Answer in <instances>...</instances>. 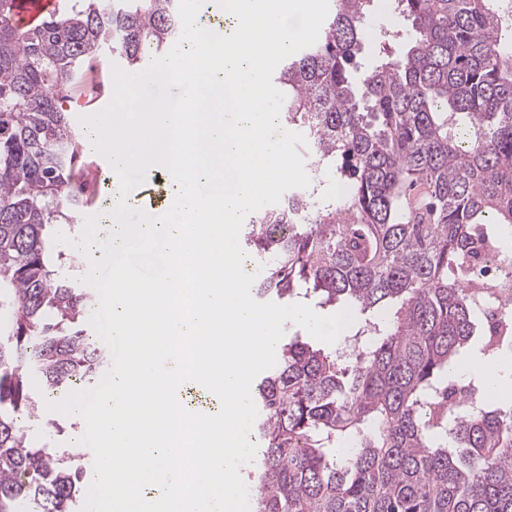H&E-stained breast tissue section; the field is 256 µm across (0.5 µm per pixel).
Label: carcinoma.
<instances>
[{
  "instance_id": "cac0c4a2",
  "label": "carcinoma",
  "mask_w": 512,
  "mask_h": 512,
  "mask_svg": "<svg viewBox=\"0 0 512 512\" xmlns=\"http://www.w3.org/2000/svg\"><path fill=\"white\" fill-rule=\"evenodd\" d=\"M179 0H59L34 25L0 0V512H71L77 473L19 418L91 383L107 350L96 305L52 260V225L84 207L81 135L58 99L104 46L140 72L181 33ZM373 0H329L315 44L286 58L280 120L304 135L310 185L245 232L260 300L315 296L365 316L345 364L290 340L256 387L253 512H512V401L448 404V366L493 341L471 294L477 245L512 256V23L499 0H393L396 23L360 77ZM346 184L328 193L323 174Z\"/></svg>"
}]
</instances>
